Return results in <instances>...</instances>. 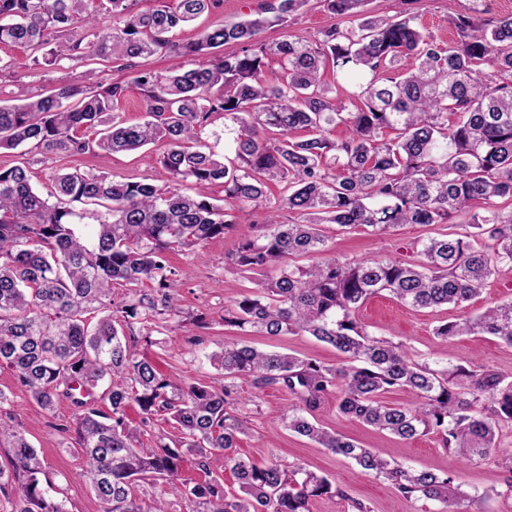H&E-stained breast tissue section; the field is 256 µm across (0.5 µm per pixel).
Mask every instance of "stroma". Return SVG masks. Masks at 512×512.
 <instances>
[{"label": "stroma", "mask_w": 512, "mask_h": 512, "mask_svg": "<svg viewBox=\"0 0 512 512\" xmlns=\"http://www.w3.org/2000/svg\"><path fill=\"white\" fill-rule=\"evenodd\" d=\"M260 2L221 0L216 9L174 31L173 38L179 42L194 40L205 28L242 19ZM471 5L472 0L367 2L368 10L376 15L391 16L405 10L417 13L420 23L442 42L452 36L451 18L467 12ZM337 22V17L326 12L319 0H309L285 26L268 29L263 38L269 42L287 35L312 38ZM0 58L17 62L16 68L0 71V99L14 103L23 102L46 88L63 84L104 86L119 76L112 64L87 59H67L60 68L46 72L33 64L28 51L18 47L0 46ZM164 149L160 142L133 154H112L96 149L71 159L70 164L118 180H136L155 173L156 160ZM259 222V213L242 212L234 233L213 240L195 253L170 255L171 265L183 274L180 290L183 308L205 314L210 326L199 329L189 324L175 335L159 336L152 353L163 373L194 383L210 382L216 371L208 360L209 355L224 345L239 341L236 329L224 325L222 316L225 305L237 298L248 282L236 271L225 267L224 254L232 248L237 237L252 234ZM465 230V220L461 217L442 228L406 225L387 234H375L363 227L346 232L337 231L332 224L325 227L331 255L344 262L383 257L412 260L416 257L418 242L441 231L461 234ZM507 301H512V270L505 269L486 284L481 295L470 301L466 309L448 305L414 310L382 294L372 297L360 308L359 319L371 334L403 343L417 361L430 362L446 356L468 367L507 372L512 371V346L500 339L471 334L456 337L444 345L434 334L442 322L456 320L465 313L475 315L489 306ZM250 342L265 350L313 358L329 366L343 362L336 349L308 335L254 336ZM0 390L9 396L13 417L23 425L44 461L41 481L48 486V497L62 501L66 512H103L102 504L82 477L81 454L75 450L70 435L57 430L58 425L73 419L75 408L71 400L60 398L53 411H45L6 368H0ZM238 390L241 396L256 403L249 412L250 432L239 440L240 456L256 463L277 461L288 466L298 465L328 477L343 489V496L314 499L311 512H352L351 503L355 500L366 504L371 512H439L438 504L406 500L390 482L360 474L349 460L314 447L307 438L284 428L281 419L293 405L287 393L272 388L259 390L248 381L239 382ZM314 417L323 426L354 439L363 447L383 449L388 458L403 466L457 474L465 490L476 489L484 493L485 498L477 505V512H512V499L502 494L506 475L504 463L512 458V424L502 427L500 444L488 458L466 464L433 434L405 441L341 415L331 404L317 409Z\"/></svg>", "instance_id": "obj_1"}]
</instances>
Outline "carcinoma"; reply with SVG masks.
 <instances>
[{"mask_svg": "<svg viewBox=\"0 0 512 512\" xmlns=\"http://www.w3.org/2000/svg\"><path fill=\"white\" fill-rule=\"evenodd\" d=\"M217 2L165 0L135 12L132 0H0L1 45L29 51L49 69L74 53L119 60L123 72L106 86L62 85L0 104V149L30 144L63 160L95 148L114 154L167 145L155 176L116 180L59 167L45 194L32 185L31 162L0 168V367L45 410L61 396L72 400L83 477L104 512H168L169 491L191 512H310L313 499L342 494L301 467L238 456L239 436L249 431L238 380L294 396L299 405L282 418L288 430L390 481L405 499L472 512L480 496L456 478L392 462L309 416L333 396L339 413L402 440L433 433L466 463L490 455L501 425L512 423L511 373L448 358L419 363L357 317L382 292L415 309L460 306L499 269L512 268V208L495 203L512 200V14L483 21L461 14L453 20L457 38L443 44L407 11L376 16L366 0H319L353 21L315 39L265 43L266 29L308 3L270 0L191 42L169 38ZM229 43L238 49L219 53ZM270 55L283 71L271 85L263 79ZM152 56L173 61L169 74L139 67L138 59ZM203 57L208 63L185 67ZM327 67L334 87L323 78ZM132 87L146 119L128 125L114 111ZM216 112L232 134L229 154L202 138ZM338 128L346 135L331 138ZM216 184L226 207L210 195ZM271 184L281 186L279 196L270 195ZM246 209L262 212L263 221L225 253L224 264L253 287L224 307V325L263 336L309 334L344 364L232 343L209 356L226 383L172 378L147 352L152 336L207 323L179 304L169 254L224 238ZM284 211L293 215L287 224ZM461 215L471 232L423 241L413 261L327 255L325 224L381 234ZM115 288L124 289L118 303ZM472 333L512 345V301L435 330L445 344ZM396 388L415 401H382ZM133 403L142 415L136 426L126 413ZM8 406L0 391V443L10 448L0 465L7 512H65L47 499L42 461L8 420ZM159 412L179 437L159 433L155 448L136 447ZM186 453L207 474L230 470L238 493L218 477L182 481ZM158 483L166 489L142 498L144 486Z\"/></svg>", "mask_w": 512, "mask_h": 512, "instance_id": "1", "label": "carcinoma"}]
</instances>
